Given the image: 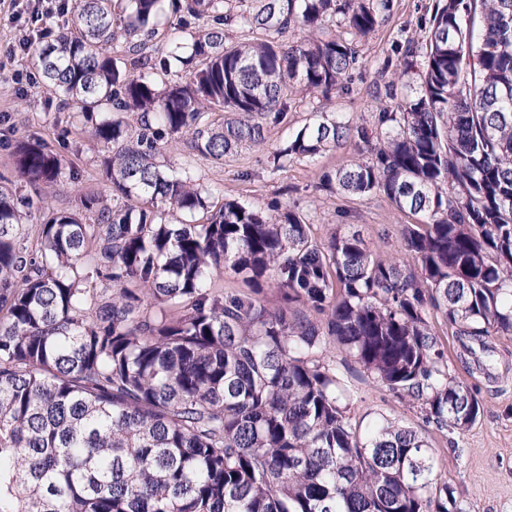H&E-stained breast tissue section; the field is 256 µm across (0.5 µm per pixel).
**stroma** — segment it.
Listing matches in <instances>:
<instances>
[{
    "mask_svg": "<svg viewBox=\"0 0 512 512\" xmlns=\"http://www.w3.org/2000/svg\"><path fill=\"white\" fill-rule=\"evenodd\" d=\"M432 0H393L387 21L359 44L363 64L351 76L350 91L297 100L286 126L272 129L264 148L243 147L222 161L202 160L195 175L204 185L223 189L226 197L258 207L279 200L297 205L316 240L328 241L336 230L360 233L368 249L384 256L403 253L400 230L413 218L397 210L382 195L347 197L319 183L321 169L366 160L367 154L349 143L330 151L318 163L294 159L277 174H269L268 153L279 149L289 130L308 123L316 112L338 113L368 124L378 107L372 83L381 62L391 56L400 36H415L428 21ZM30 66L26 54L0 69V175L12 170L11 152L21 138H39L66 157L67 174L51 185L20 183L22 196L44 201L60 210H75L84 197L109 199L110 189L101 160L104 147L82 129L74 106L64 104L42 82L16 83L15 70ZM448 351V370L476 394L481 408L477 422L462 432H439L422 423L419 406L392 397L355 361L339 352L330 358L354 394L350 415L355 420L399 418L420 429L434 451L440 479L453 485L465 512H512V332L489 337L491 353L481 361H462L457 325L436 321Z\"/></svg>",
    "mask_w": 512,
    "mask_h": 512,
    "instance_id": "obj_1",
    "label": "stroma"
}]
</instances>
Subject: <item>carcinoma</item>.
<instances>
[{"instance_id": "cac0c4a2", "label": "carcinoma", "mask_w": 512, "mask_h": 512, "mask_svg": "<svg viewBox=\"0 0 512 512\" xmlns=\"http://www.w3.org/2000/svg\"><path fill=\"white\" fill-rule=\"evenodd\" d=\"M161 2L71 0L74 29L28 49L108 147L112 204L47 206L31 242L0 175V512H465L417 430L350 417L327 349L418 403L426 426L477 421L430 315L484 352L512 332V0H435L422 35L397 44L400 69H378L372 125L322 112L272 154L274 174L362 147L368 160L320 184L417 217L402 229L411 264L357 232L319 243L296 207L219 196L194 175L198 159L264 145L298 91L349 90L357 42L391 0H173L188 56L177 42L112 55L121 23L155 35ZM235 28L258 36L230 41ZM290 28L306 36L275 40ZM173 135L192 150L177 169L159 160ZM12 160L32 184L65 174L37 139ZM226 274L247 291L215 294Z\"/></svg>"}]
</instances>
